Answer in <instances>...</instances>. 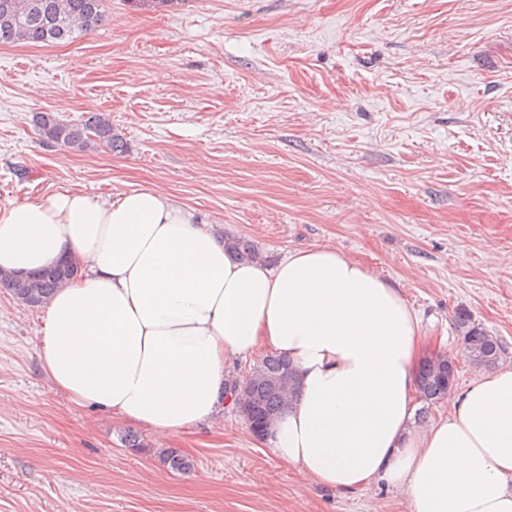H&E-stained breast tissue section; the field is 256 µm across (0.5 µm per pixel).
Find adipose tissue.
Returning a JSON list of instances; mask_svg holds the SVG:
<instances>
[{
    "instance_id": "ef3b65f1",
    "label": "adipose tissue",
    "mask_w": 512,
    "mask_h": 512,
    "mask_svg": "<svg viewBox=\"0 0 512 512\" xmlns=\"http://www.w3.org/2000/svg\"><path fill=\"white\" fill-rule=\"evenodd\" d=\"M64 260L78 275L47 304L40 356L76 406L161 446L223 419L232 358L271 351L298 382L263 439L280 462L343 495L385 482L412 512H512V369L482 373L448 394V417L415 426L419 322L398 288L336 248L238 260L158 188L0 207V271Z\"/></svg>"
}]
</instances>
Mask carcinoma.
Here are the masks:
<instances>
[{
  "mask_svg": "<svg viewBox=\"0 0 512 512\" xmlns=\"http://www.w3.org/2000/svg\"><path fill=\"white\" fill-rule=\"evenodd\" d=\"M108 19L105 0H0V29L7 28V43L43 46L72 40L102 26ZM41 140L63 146L74 152L100 148L122 154L128 143L102 113H92L78 122L67 121L57 112H37L33 116ZM225 247L242 260H260L262 255L250 242L239 237L224 239ZM78 273L72 264L59 265L31 276L16 279L0 275V282L12 297L31 308L48 303L55 292ZM455 321L463 335L466 356L477 367L492 368L502 359L503 342L475 325L470 313L460 308ZM451 367L448 359L437 357L423 361L418 370L419 397L426 404L441 400L451 388ZM297 396L294 369L288 360L273 354L263 357L242 381L237 392L240 403L248 410L247 424L253 429L269 431ZM159 458L168 470L180 474L189 472L193 464L180 451L169 448Z\"/></svg>",
  "mask_w": 512,
  "mask_h": 512,
  "instance_id": "carcinoma-1",
  "label": "carcinoma"
}]
</instances>
